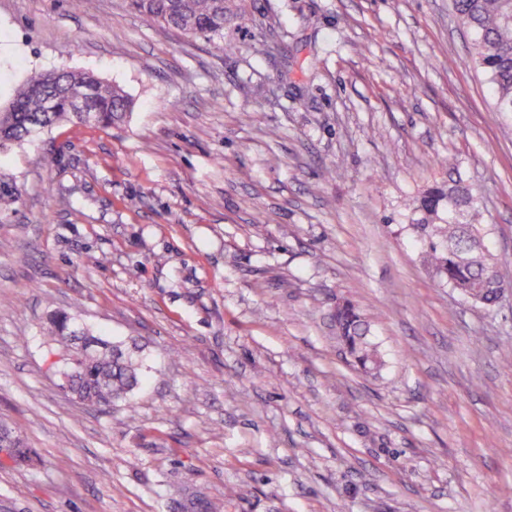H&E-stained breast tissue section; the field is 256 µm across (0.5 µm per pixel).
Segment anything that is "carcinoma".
<instances>
[{
  "label": "carcinoma",
  "instance_id": "obj_1",
  "mask_svg": "<svg viewBox=\"0 0 512 512\" xmlns=\"http://www.w3.org/2000/svg\"><path fill=\"white\" fill-rule=\"evenodd\" d=\"M148 23L162 24L209 43L224 46V25L237 19L233 0H130ZM453 9L464 26L475 35V62L489 77L501 112H512V0H452ZM84 91L78 108L66 104L73 88ZM61 104L48 111L49 97ZM131 108V100L118 86L109 85L91 74L59 69L32 76L15 94L10 105L0 110V153L13 145L63 122L109 127L121 122ZM19 189L12 176L0 173V214L18 202ZM417 222L411 230L422 241L423 261L442 276L448 286L484 306L498 302V263L485 245L486 225L477 223L478 197L456 183L436 187L418 200ZM336 327L350 356L366 372L381 362L377 347L367 336V325L350 303L338 307ZM75 318L54 310L47 318L44 334L74 356L76 367L67 384L81 403L110 407L130 398L140 382L141 362L116 343L100 340L101 346L83 352L68 336ZM0 441L12 448L10 459L18 464L33 461L21 435L3 424Z\"/></svg>",
  "mask_w": 512,
  "mask_h": 512
}]
</instances>
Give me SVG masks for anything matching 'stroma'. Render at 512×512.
I'll return each instance as SVG.
<instances>
[{
  "label": "stroma",
  "mask_w": 512,
  "mask_h": 512,
  "mask_svg": "<svg viewBox=\"0 0 512 512\" xmlns=\"http://www.w3.org/2000/svg\"><path fill=\"white\" fill-rule=\"evenodd\" d=\"M236 2L218 49L127 0H0V105L59 66L132 102L0 155V420L34 452L0 453V512H512V297L448 288L409 229L462 182L512 281V113L473 34L451 0ZM53 309L137 347L128 403L63 389ZM19 189L16 181L9 174L0 173V214L12 210L11 207L18 202ZM335 318L340 338L350 356L365 372L378 369L381 362L377 347L368 339L366 322L358 310L350 303H343L338 307Z\"/></svg>",
  "instance_id": "stroma-1"
}]
</instances>
